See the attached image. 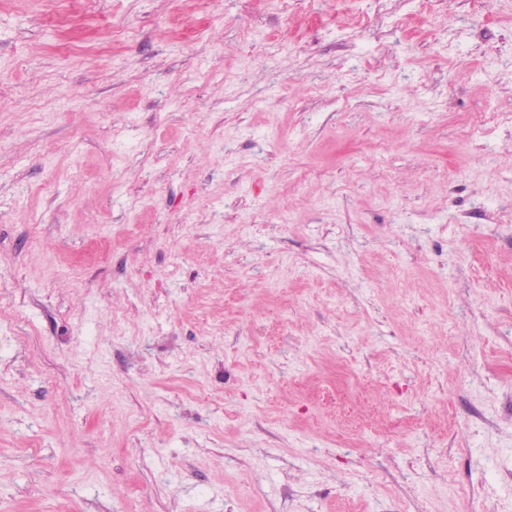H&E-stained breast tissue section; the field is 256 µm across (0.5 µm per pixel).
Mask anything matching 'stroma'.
Returning <instances> with one entry per match:
<instances>
[{"instance_id":"35a3bbf8","label":"stroma","mask_w":512,"mask_h":512,"mask_svg":"<svg viewBox=\"0 0 512 512\" xmlns=\"http://www.w3.org/2000/svg\"><path fill=\"white\" fill-rule=\"evenodd\" d=\"M464 492L512 512V0H0V512Z\"/></svg>"}]
</instances>
